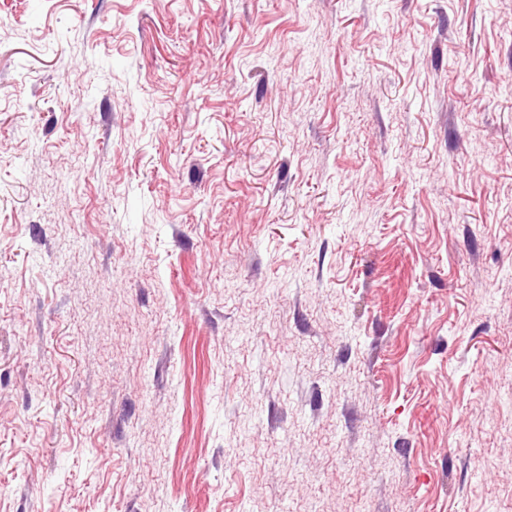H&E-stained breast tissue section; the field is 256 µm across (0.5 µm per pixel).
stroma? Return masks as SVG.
<instances>
[{"label":"stroma","instance_id":"1","mask_svg":"<svg viewBox=\"0 0 512 512\" xmlns=\"http://www.w3.org/2000/svg\"><path fill=\"white\" fill-rule=\"evenodd\" d=\"M0 512H512V0H0Z\"/></svg>","mask_w":512,"mask_h":512}]
</instances>
